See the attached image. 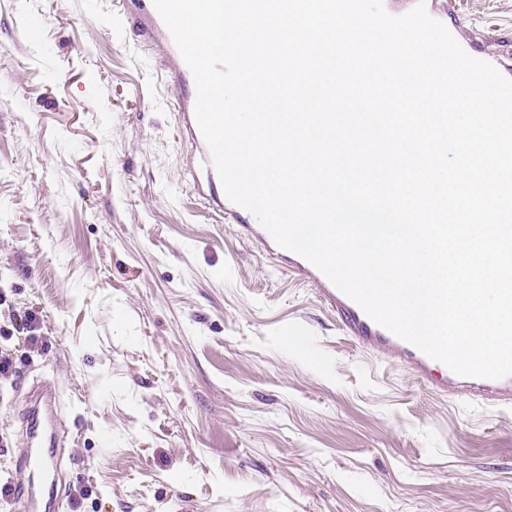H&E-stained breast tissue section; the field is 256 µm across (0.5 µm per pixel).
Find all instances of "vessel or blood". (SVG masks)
Instances as JSON below:
<instances>
[{"label":"vessel or blood","instance_id":"obj_1","mask_svg":"<svg viewBox=\"0 0 512 512\" xmlns=\"http://www.w3.org/2000/svg\"><path fill=\"white\" fill-rule=\"evenodd\" d=\"M122 6L123 16L131 21L141 44L146 46L167 86L174 92L180 136L188 147L185 166L199 170L195 186L209 208L220 218L231 220L239 237L256 245L262 255L312 284L321 302L335 312L346 335L362 349L406 370L436 394L471 399L489 407L511 408L512 376L485 379L453 373L442 362L377 324L313 264L279 246L258 221H245L246 210L226 195L198 127L194 77L153 0H123ZM19 421L22 446L18 462L10 470V482L15 489L10 499L11 512H58L65 502L67 484L60 477L65 430L61 393L54 382L43 380L29 386Z\"/></svg>","mask_w":512,"mask_h":512}]
</instances>
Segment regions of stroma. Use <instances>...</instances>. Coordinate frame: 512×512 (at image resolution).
<instances>
[{
    "label": "stroma",
    "instance_id": "stroma-1",
    "mask_svg": "<svg viewBox=\"0 0 512 512\" xmlns=\"http://www.w3.org/2000/svg\"><path fill=\"white\" fill-rule=\"evenodd\" d=\"M456 7L473 46L512 52V0ZM173 101L114 0H0V476L37 376L88 490L64 512H512V410L348 341L199 200Z\"/></svg>",
    "mask_w": 512,
    "mask_h": 512
}]
</instances>
